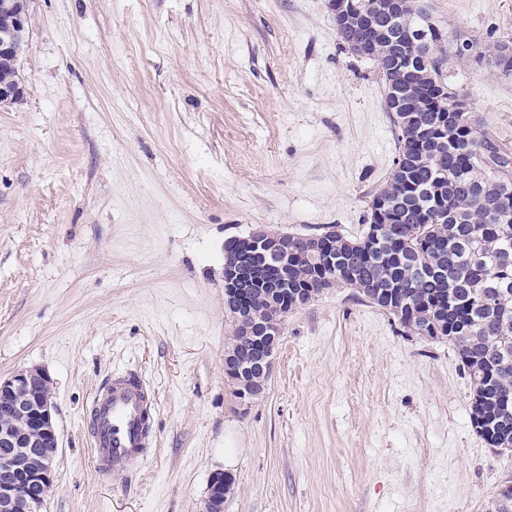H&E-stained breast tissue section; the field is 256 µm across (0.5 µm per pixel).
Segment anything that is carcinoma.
<instances>
[{"mask_svg": "<svg viewBox=\"0 0 512 512\" xmlns=\"http://www.w3.org/2000/svg\"><path fill=\"white\" fill-rule=\"evenodd\" d=\"M398 34L421 30L426 41L438 39L441 29L428 24L409 3L391 21ZM375 61L390 102L386 63L394 49L376 44ZM410 95L423 91L426 72L435 69L426 47L414 45ZM397 154L393 171L375 197L388 203L387 224L375 242L369 239L377 223L369 212L363 234L349 239L335 234L336 271L311 257L288 267V285L302 288L336 278L350 266L367 289L359 296L392 315L409 332L446 338L453 345L473 386L471 416L479 418V434L492 448H512V413L495 410L485 388L483 356L497 358L495 384L512 397V203L503 207L501 181L508 174L481 167L477 153L486 149L500 156L489 140H480L466 115L418 112L416 120L403 112L390 113Z\"/></svg>", "mask_w": 512, "mask_h": 512, "instance_id": "1", "label": "carcinoma"}]
</instances>
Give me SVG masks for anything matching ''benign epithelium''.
I'll return each mask as SVG.
<instances>
[{
	"instance_id": "benign-epithelium-1",
	"label": "benign epithelium",
	"mask_w": 512,
	"mask_h": 512,
	"mask_svg": "<svg viewBox=\"0 0 512 512\" xmlns=\"http://www.w3.org/2000/svg\"><path fill=\"white\" fill-rule=\"evenodd\" d=\"M10 15V29L0 36V58L15 56L17 39L26 32L27 0L4 5ZM458 51L492 66L512 62V47L504 46L495 57L485 58L472 41L458 45ZM435 99L444 112L471 115L467 97L450 83L435 86ZM234 258L224 262V306L234 327L245 326L244 339L224 349V376L234 387L241 403L262 399L267 385L263 376L272 372L281 336V320L263 318L251 307L252 299L288 301V263L309 254L296 249L292 234L260 227L237 240ZM0 406L5 423H0L1 448H59L54 419L51 379L40 368L24 369L0 379ZM55 455L34 465L29 458L13 455L0 459V512H32L36 504L28 488L41 486L45 494L56 487ZM234 477L226 471L211 475L202 512H224V500L231 494Z\"/></svg>"
}]
</instances>
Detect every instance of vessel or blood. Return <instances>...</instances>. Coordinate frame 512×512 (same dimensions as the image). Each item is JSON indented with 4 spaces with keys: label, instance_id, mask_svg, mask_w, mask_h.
Listing matches in <instances>:
<instances>
[{
    "label": "vessel or blood",
    "instance_id": "b4317fda",
    "mask_svg": "<svg viewBox=\"0 0 512 512\" xmlns=\"http://www.w3.org/2000/svg\"><path fill=\"white\" fill-rule=\"evenodd\" d=\"M157 397L134 371L113 374L97 391L90 412V447L96 471H125L141 461L153 436Z\"/></svg>",
    "mask_w": 512,
    "mask_h": 512
}]
</instances>
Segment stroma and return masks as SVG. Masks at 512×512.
I'll list each match as a JSON object with an SVG mask.
<instances>
[{"label": "stroma", "instance_id": "obj_1", "mask_svg": "<svg viewBox=\"0 0 512 512\" xmlns=\"http://www.w3.org/2000/svg\"><path fill=\"white\" fill-rule=\"evenodd\" d=\"M445 33L512 38V0H421ZM23 96L0 105V377L52 380L42 512H487L512 452L470 420L444 339L352 288L289 314L265 398L224 377V241L359 237L395 129L328 0H29ZM444 68L512 160V77ZM154 388L156 442L100 477L84 420L112 373ZM234 477L230 472L218 471L211 475L202 512H224V500L231 494Z\"/></svg>", "mask_w": 512, "mask_h": 512}]
</instances>
